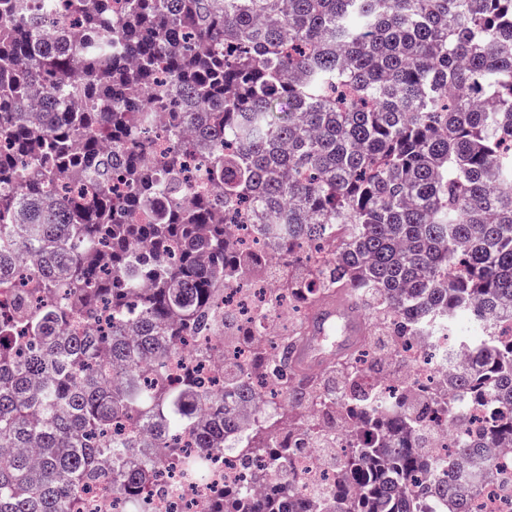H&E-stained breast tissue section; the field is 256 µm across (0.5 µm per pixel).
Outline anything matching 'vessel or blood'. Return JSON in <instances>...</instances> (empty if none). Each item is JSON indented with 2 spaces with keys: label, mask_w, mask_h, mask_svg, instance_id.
<instances>
[{
  "label": "vessel or blood",
  "mask_w": 512,
  "mask_h": 512,
  "mask_svg": "<svg viewBox=\"0 0 512 512\" xmlns=\"http://www.w3.org/2000/svg\"><path fill=\"white\" fill-rule=\"evenodd\" d=\"M339 325L342 336L338 350L354 347L366 331V323L354 306L344 300H327L311 314L309 336L292 353V365L304 375H312L325 368L331 356L322 344V337L330 325Z\"/></svg>",
  "instance_id": "obj_1"
}]
</instances>
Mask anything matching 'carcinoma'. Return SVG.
Wrapping results in <instances>:
<instances>
[{
	"instance_id": "1",
	"label": "carcinoma",
	"mask_w": 512,
	"mask_h": 512,
	"mask_svg": "<svg viewBox=\"0 0 512 512\" xmlns=\"http://www.w3.org/2000/svg\"><path fill=\"white\" fill-rule=\"evenodd\" d=\"M66 2L74 41L45 36L52 0L40 16L0 0V184L13 183L0 219L23 218L0 252V289L27 259L36 288L0 310V442L16 449L0 463V512H70L88 483L135 498L156 466L184 461V433L208 448L238 432L276 372L263 353L247 371L228 364L217 392L193 365L174 385L162 373L182 325L224 324L225 277L251 272L230 227L247 208L255 242L289 258L279 271L311 264L283 279L309 310L339 290L394 318L390 336L454 335L467 319L455 347L483 363L486 404L502 413L449 449L481 465L462 484L429 454L426 423L432 405L462 427L466 408L446 392L383 400L363 378L385 349L361 348L323 391L333 413L341 388L346 414H298L296 379L237 448L276 495L245 503L226 489L213 512H320L288 472L286 435L342 421L355 432L329 466L345 476L334 512H423L428 499L472 512L500 468L491 448L512 444V343L496 326L512 313V0H127L109 32L112 0ZM148 93L179 102L170 126L210 145L212 190L183 180L188 140L160 167L145 161ZM144 208L152 222L130 223ZM140 246L155 261L134 268ZM60 278L82 310L105 307L104 329L63 330ZM126 417L142 437L114 432Z\"/></svg>"
}]
</instances>
